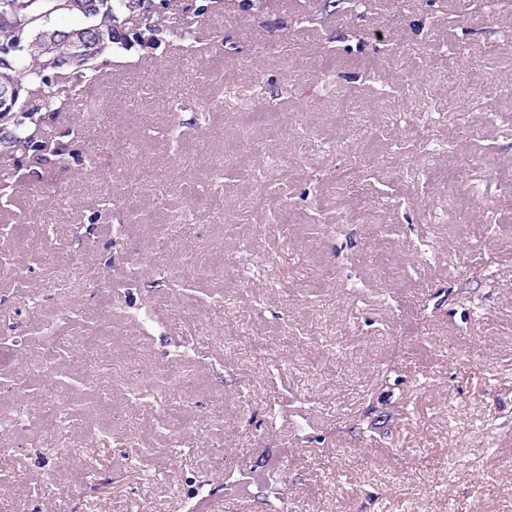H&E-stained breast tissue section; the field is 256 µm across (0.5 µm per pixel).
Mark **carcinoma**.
Listing matches in <instances>:
<instances>
[{
    "label": "carcinoma",
    "instance_id": "carcinoma-1",
    "mask_svg": "<svg viewBox=\"0 0 512 512\" xmlns=\"http://www.w3.org/2000/svg\"><path fill=\"white\" fill-rule=\"evenodd\" d=\"M170 6V0H0V81L35 92L32 106L17 109L0 123V155L44 152L42 121L62 111L60 94L94 82V70L73 59L69 33L82 31L92 59L114 45H155L163 33L161 13ZM47 11L85 19L75 28H58L51 64L23 48L37 17Z\"/></svg>",
    "mask_w": 512,
    "mask_h": 512
}]
</instances>
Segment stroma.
<instances>
[{
	"instance_id": "stroma-1",
	"label": "stroma",
	"mask_w": 512,
	"mask_h": 512,
	"mask_svg": "<svg viewBox=\"0 0 512 512\" xmlns=\"http://www.w3.org/2000/svg\"><path fill=\"white\" fill-rule=\"evenodd\" d=\"M201 2L173 0L158 45L94 60L104 114L76 96L44 119L76 156L9 163L19 180L0 225H54L87 277L60 295L42 270L0 276V329L18 342L4 375L21 384L0 391V414L27 410L7 461L24 480L0 483V512H512V0H265L256 14L217 0L199 16ZM222 71L260 82L263 110H238ZM452 73L465 96H448ZM352 85L347 126L334 108ZM359 125L378 134L371 154ZM120 135L159 166L175 209L237 145L222 212L197 220L214 259L250 263L180 281L196 237L162 245L152 193L136 224L109 194ZM256 169L287 189L292 222L258 211L226 235ZM227 290L223 321L180 318ZM49 321L70 354L89 331L103 359L138 354L141 389L160 401L186 379L181 425L131 400L124 375L63 363L57 403L32 398ZM364 415L384 437L350 432Z\"/></svg>"
}]
</instances>
